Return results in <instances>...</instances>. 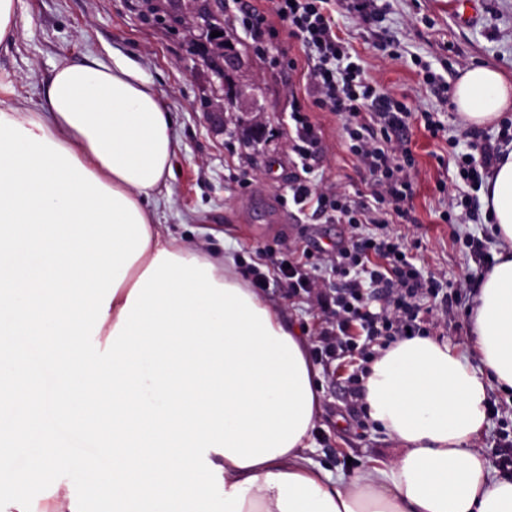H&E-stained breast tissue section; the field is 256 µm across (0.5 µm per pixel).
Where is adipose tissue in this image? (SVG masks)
<instances>
[{
  "mask_svg": "<svg viewBox=\"0 0 512 512\" xmlns=\"http://www.w3.org/2000/svg\"><path fill=\"white\" fill-rule=\"evenodd\" d=\"M45 96L0 106V481L86 512L97 445V512H512V478L473 446L492 386L512 389V149L482 193L502 250L477 282L478 365L427 336L380 350L361 401L400 451L347 478L304 454L320 406L305 339L232 255L152 208L175 133L140 67L65 60ZM453 102L487 126L512 83L473 66Z\"/></svg>",
  "mask_w": 512,
  "mask_h": 512,
  "instance_id": "ef3b65f1",
  "label": "adipose tissue"
}]
</instances>
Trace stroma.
<instances>
[{
	"label": "stroma",
	"mask_w": 512,
	"mask_h": 512,
	"mask_svg": "<svg viewBox=\"0 0 512 512\" xmlns=\"http://www.w3.org/2000/svg\"><path fill=\"white\" fill-rule=\"evenodd\" d=\"M383 2L386 10L376 26L363 25L343 10L336 23L368 75L414 114L409 169L415 189L413 220H394L390 229L414 247L424 271L454 283L477 278L482 268L471 258L466 237H478L491 255L499 253L500 243L489 225L451 224L442 218L449 196L467 193L477 202L481 194L455 178L448 140L461 137L464 124L413 59L430 63L437 77L451 85L478 64L512 78V0H475L476 15L469 22L460 20L453 0ZM156 5L164 23L152 20L146 0H20L14 40L0 50V102L44 107L45 84L65 59H131L173 120L176 171L159 200L161 221L173 235L208 249L225 247L238 267L252 264L274 277L278 262L291 253L317 255L349 241V225L327 224L288 205V185L296 172L286 124L293 95H301L320 132L311 183L332 185L353 197L366 191L369 174L347 148L343 116L312 108L302 71H289V59L304 57L299 45L281 36L255 50L248 33L235 23L238 7L263 10L265 0H156ZM206 12L218 19L229 53L240 61L224 87L213 74L214 54L199 39L200 16ZM228 91L234 104L226 108L224 129L218 132L205 120L203 105L219 102ZM426 112L443 122L445 136L434 138L425 130ZM262 294L286 314L299 335L313 338L318 318L311 304L285 297L274 286ZM468 319L465 309L452 320L432 312L424 326L431 337L448 342L473 362L477 354ZM313 369L321 399L309 450L314 461L351 476L371 460L393 458L397 444L380 432L360 397L347 388L349 363L334 368L317 362ZM490 396L499 412L474 445L492 462L501 431L512 433V390L495 387Z\"/></svg>",
	"instance_id": "obj_1"
}]
</instances>
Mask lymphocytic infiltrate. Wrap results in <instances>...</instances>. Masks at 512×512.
<instances>
[{
	"label": "lymphocytic infiltrate",
	"mask_w": 512,
	"mask_h": 512,
	"mask_svg": "<svg viewBox=\"0 0 512 512\" xmlns=\"http://www.w3.org/2000/svg\"><path fill=\"white\" fill-rule=\"evenodd\" d=\"M269 3L268 10L243 12L241 26L256 43L281 31L300 45L308 62L307 95L321 111L345 116L348 149L370 175L368 195L355 199L307 181L318 159L320 139L301 100H294L288 127L301 172L292 178L291 202L298 210L350 224L356 233L351 243L337 245L322 263L280 262L277 284L289 297L317 307L320 358H367L373 346L418 333L423 303L442 316H454L462 292L435 274L423 273L404 239L385 231L390 217L412 218L414 189L402 165L412 156L410 108L368 80L358 56L338 32L336 0ZM279 22L284 25L280 31L275 28ZM464 136L466 149L456 155L457 175L463 184L478 189L491 176L504 145L512 143V120L502 122L497 136L471 129ZM322 266L338 277L335 289L326 288L318 272ZM375 301L380 304L376 312L371 309Z\"/></svg>",
	"instance_id": "lymphocytic-infiltrate-1"
}]
</instances>
